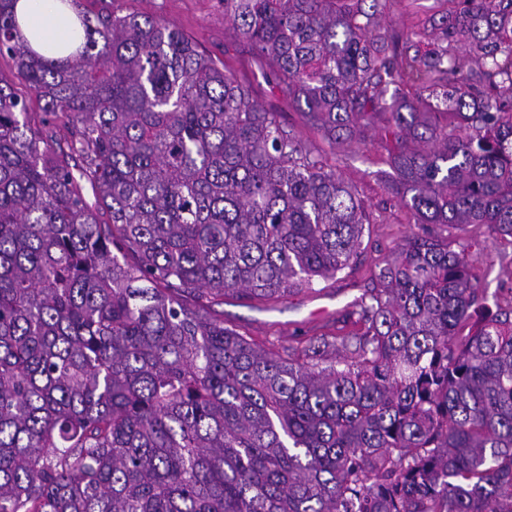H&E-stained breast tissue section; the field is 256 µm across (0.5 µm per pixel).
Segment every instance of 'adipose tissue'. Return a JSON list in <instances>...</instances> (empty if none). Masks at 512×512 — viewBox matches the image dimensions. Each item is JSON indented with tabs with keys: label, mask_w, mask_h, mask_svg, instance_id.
I'll list each match as a JSON object with an SVG mask.
<instances>
[{
	"label": "adipose tissue",
	"mask_w": 512,
	"mask_h": 512,
	"mask_svg": "<svg viewBox=\"0 0 512 512\" xmlns=\"http://www.w3.org/2000/svg\"><path fill=\"white\" fill-rule=\"evenodd\" d=\"M15 11L24 36L38 52L67 41L71 16L60 11L59 0H18Z\"/></svg>",
	"instance_id": "adipose-tissue-1"
}]
</instances>
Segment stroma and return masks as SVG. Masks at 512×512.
I'll return each instance as SVG.
<instances>
[{
	"instance_id": "1",
	"label": "stroma",
	"mask_w": 512,
	"mask_h": 512,
	"mask_svg": "<svg viewBox=\"0 0 512 512\" xmlns=\"http://www.w3.org/2000/svg\"><path fill=\"white\" fill-rule=\"evenodd\" d=\"M84 10L95 12L115 7L123 13L163 18L188 35L198 49L224 61L265 108L279 112L282 122L294 129L303 142L319 153L323 162L336 169L364 200L370 214L363 237L364 252L359 263L335 279L318 283L311 292L294 294L274 306L256 305L233 297L224 299V318L239 325L258 342L273 341L291 346L297 341L324 333L355 332L345 315L382 260L398 249L414 232L409 214L391 195L382 172L388 171V151L378 135L339 143L328 141L270 84L251 45L236 36L224 20L217 0H81ZM441 237L454 242H482L486 250L471 269L472 279L486 297L488 306L512 303V235L501 232L487 236L484 227L469 224L459 228L435 226Z\"/></svg>"
}]
</instances>
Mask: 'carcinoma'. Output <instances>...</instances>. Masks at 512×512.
<instances>
[{
    "mask_svg": "<svg viewBox=\"0 0 512 512\" xmlns=\"http://www.w3.org/2000/svg\"><path fill=\"white\" fill-rule=\"evenodd\" d=\"M14 2L0 56L40 111L0 81V512H512V305L430 230L512 233V0H441L411 38L395 0H220L324 137L388 115L419 228L357 332L282 348L224 296L355 265L363 200L182 31L61 0L49 58ZM0 78L8 82L18 95L27 96L30 99L32 112L40 111L35 95L30 92L25 80L18 73L14 61L8 56L0 57Z\"/></svg>",
    "mask_w": 512,
    "mask_h": 512,
    "instance_id": "1",
    "label": "carcinoma"
}]
</instances>
